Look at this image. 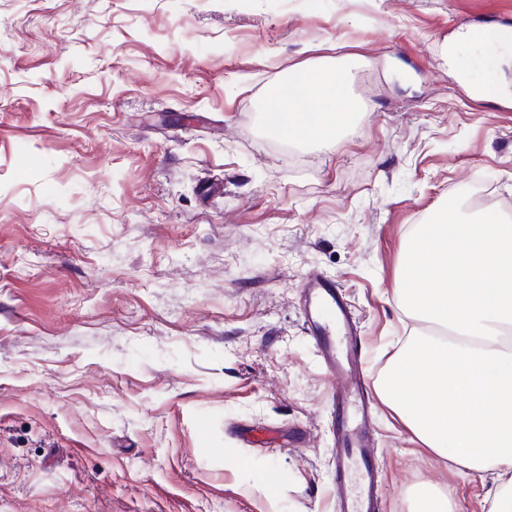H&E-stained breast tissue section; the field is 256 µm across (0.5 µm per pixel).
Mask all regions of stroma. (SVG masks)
I'll use <instances>...</instances> for the list:
<instances>
[{
	"label": "stroma",
	"mask_w": 512,
	"mask_h": 512,
	"mask_svg": "<svg viewBox=\"0 0 512 512\" xmlns=\"http://www.w3.org/2000/svg\"><path fill=\"white\" fill-rule=\"evenodd\" d=\"M482 27L512 39V0H0V512H336L301 283L341 287L374 382L427 329L416 225L512 221V42ZM323 67L358 112L274 135ZM371 434L379 512H488L384 402ZM413 512H456V505L437 490L427 488L417 495Z\"/></svg>",
	"instance_id": "35a3bbf8"
}]
</instances>
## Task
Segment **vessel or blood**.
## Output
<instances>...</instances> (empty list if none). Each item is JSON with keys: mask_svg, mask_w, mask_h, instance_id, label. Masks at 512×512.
Wrapping results in <instances>:
<instances>
[{"mask_svg": "<svg viewBox=\"0 0 512 512\" xmlns=\"http://www.w3.org/2000/svg\"><path fill=\"white\" fill-rule=\"evenodd\" d=\"M305 288V328L316 343L326 374L342 383L332 398L336 512H378L379 465L369 427L371 386L354 342L356 323L335 282L313 273Z\"/></svg>", "mask_w": 512, "mask_h": 512, "instance_id": "vessel-or-blood-1", "label": "vessel or blood"}]
</instances>
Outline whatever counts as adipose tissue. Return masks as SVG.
I'll list each match as a JSON object with an SVG mask.
<instances>
[{"instance_id": "adipose-tissue-1", "label": "adipose tissue", "mask_w": 512, "mask_h": 512, "mask_svg": "<svg viewBox=\"0 0 512 512\" xmlns=\"http://www.w3.org/2000/svg\"><path fill=\"white\" fill-rule=\"evenodd\" d=\"M302 81L310 101L272 95L268 126L299 140L328 136L355 109L345 74L319 69ZM400 303L437 331L409 338L378 393L455 475L490 476L491 512H512V224L417 225Z\"/></svg>"}]
</instances>
